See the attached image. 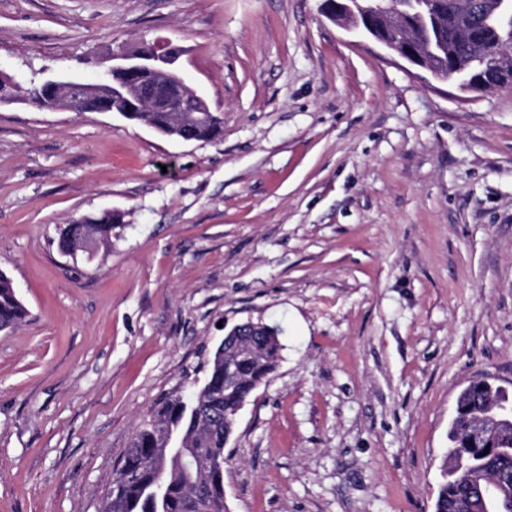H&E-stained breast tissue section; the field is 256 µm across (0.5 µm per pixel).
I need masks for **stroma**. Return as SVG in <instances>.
I'll list each match as a JSON object with an SVG mask.
<instances>
[{"label":"stroma","mask_w":512,"mask_h":512,"mask_svg":"<svg viewBox=\"0 0 512 512\" xmlns=\"http://www.w3.org/2000/svg\"><path fill=\"white\" fill-rule=\"evenodd\" d=\"M321 0H0V70L98 80L164 39L223 120L0 105V512H100L138 426L227 329L280 361L224 449L227 512H433L459 393L512 398V89L431 80ZM116 214L69 257L63 225ZM27 310L20 300L13 280L0 272V331L14 328L27 316Z\"/></svg>","instance_id":"35a3bbf8"}]
</instances>
